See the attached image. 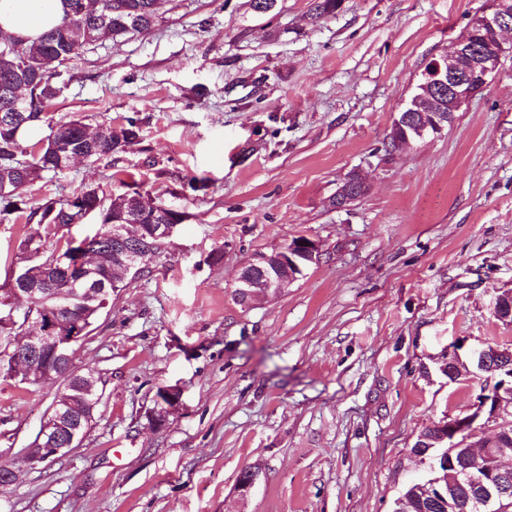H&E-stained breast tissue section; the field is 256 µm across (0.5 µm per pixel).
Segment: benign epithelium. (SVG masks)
Here are the masks:
<instances>
[{
	"mask_svg": "<svg viewBox=\"0 0 512 512\" xmlns=\"http://www.w3.org/2000/svg\"><path fill=\"white\" fill-rule=\"evenodd\" d=\"M471 25L492 32L512 28V0H495L494 6L476 15ZM512 52L509 46L499 43L492 52L475 50L465 41H459L450 54L433 59L429 67L422 72V80L435 82L448 88V108L458 112L470 100L483 92L496 75L504 54ZM6 108L12 113L0 123V133L8 135L11 122L23 118L24 103L18 96H13L5 88L0 93ZM411 114L398 112L392 129L402 132L406 142L421 139L429 133H437L444 128L445 119H435L426 123L410 121ZM91 246L81 243L70 246L68 254H55L52 266L60 272L59 280L52 282L46 278H34L29 272L34 256L25 258V264L13 270L12 288L0 296V326L9 329L16 321L15 301L24 296L46 297L54 304L40 319V330L24 337L16 343L11 336L0 338V374L6 378L23 379V384L40 388L49 381L62 380L66 383L80 377L81 372L74 364L77 346L85 339L84 321L73 315L72 304L60 301L62 283L79 284L91 282L92 270L87 266V256ZM320 244L308 237H299L288 242L284 247L270 256L261 253L249 259L236 279L234 289L235 301L244 306H251L254 277L260 273L265 277L266 296L276 298L304 271L321 261ZM496 320L512 325V290L504 291L495 297L492 309ZM50 353L54 357L53 364L41 363V357ZM479 363V369L493 371L499 377L498 385L487 387V391L479 395L474 411L466 416H443L438 420L441 430L443 451L433 457L431 469L444 466L448 471H462L467 475V485L471 489L473 501L487 504L501 500L512 493V475L500 464V453L504 439L494 437L487 441L481 455L483 460L474 466L463 464L466 456L468 439L474 434L476 423L496 422L504 418L505 411L512 408V348H503L489 344L469 356H462L459 349L448 353L444 365L447 366L448 381L458 382L471 374V362ZM181 400V391L173 386L162 390L158 398L161 414L156 422L162 423L165 414L176 408ZM85 434L80 426L66 425L61 410L47 414L40 433L34 444L24 448L18 459L30 466L62 458L72 452L83 441Z\"/></svg>",
	"mask_w": 512,
	"mask_h": 512,
	"instance_id": "obj_1",
	"label": "benign epithelium"
}]
</instances>
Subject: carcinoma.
Instances as JSON below:
<instances>
[{
  "label": "carcinoma",
  "mask_w": 512,
  "mask_h": 512,
  "mask_svg": "<svg viewBox=\"0 0 512 512\" xmlns=\"http://www.w3.org/2000/svg\"><path fill=\"white\" fill-rule=\"evenodd\" d=\"M342 0H317L312 18L317 20L331 16L340 8ZM63 12H72L69 22L45 32L34 40L13 36L9 42L0 43V51L7 48L11 52L13 65L6 67L0 63V88L12 86L18 81L37 78L31 85L26 99L25 119L13 126L10 137L0 135V189L7 192L0 194V214L27 215V219L38 218L46 233H51L54 224L73 223V216H64V207L72 211L82 210L97 213L101 217V225L137 224L141 237L150 238L155 224H176L178 219L169 207L156 199L134 191L120 193L109 198L89 188L64 200L47 201L36 208L26 209V188L37 180L47 176L61 174L70 168V155L82 150L88 159L98 160L110 156L113 152L136 139L139 126L136 121L129 120L126 124L115 128L112 140H84V124L80 120L71 119L47 124L48 134L44 138L30 144L27 133L46 119V110L59 96L61 87L59 67L76 60L81 51L94 44L99 32L92 29L91 24L98 20L100 28L110 32L111 37H123L127 34H146L151 32L159 22L157 11L158 0H62ZM462 39L484 51H493L496 47L494 34L472 26L467 27ZM418 92L424 94L427 111L448 112V93L441 92L432 86L420 87ZM97 247L111 251L107 263L112 269L121 268L124 246L119 243L97 241ZM20 252L26 256L36 254L37 261L48 262L53 254L43 252L42 240L28 237L21 241ZM112 302V293L104 299L85 303L78 301L75 312L85 316L90 323H95L104 310L102 301ZM39 300L21 310V318L16 328L7 331L0 328V336H18L22 333L21 325L27 320L39 318L44 305ZM58 404L63 412L71 417L84 415L85 406L75 390L67 391ZM417 485L407 488L404 494V505L395 512H442L435 506L421 501L416 495Z\"/></svg>",
  "instance_id": "cac0c4a2"
}]
</instances>
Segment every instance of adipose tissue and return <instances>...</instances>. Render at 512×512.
<instances>
[{
	"mask_svg": "<svg viewBox=\"0 0 512 512\" xmlns=\"http://www.w3.org/2000/svg\"><path fill=\"white\" fill-rule=\"evenodd\" d=\"M61 18V0H0V31L7 34L33 40Z\"/></svg>",
	"mask_w": 512,
	"mask_h": 512,
	"instance_id": "obj_1",
	"label": "adipose tissue"
}]
</instances>
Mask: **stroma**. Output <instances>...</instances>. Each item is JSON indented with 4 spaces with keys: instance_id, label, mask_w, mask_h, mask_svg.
<instances>
[{
    "instance_id": "35a3bbf8",
    "label": "stroma",
    "mask_w": 512,
    "mask_h": 512,
    "mask_svg": "<svg viewBox=\"0 0 512 512\" xmlns=\"http://www.w3.org/2000/svg\"><path fill=\"white\" fill-rule=\"evenodd\" d=\"M161 0L147 34L85 48L52 120H138V139L34 183L30 206L88 187L185 212L168 253L112 299L75 357L102 394L67 456L0 488V512H393L430 476L411 455L487 376L449 382L444 355L512 347L492 314L512 289V55L452 123L390 152L433 56L491 0ZM367 191L331 208L349 173ZM0 219V287L20 242L82 238ZM323 256L244 308L240 265L293 238ZM182 391L156 423V393ZM58 390L0 377V465L30 447ZM258 477L240 494L243 470Z\"/></svg>"
}]
</instances>
